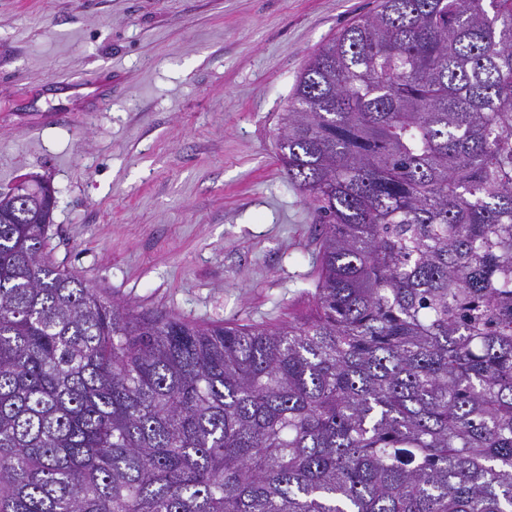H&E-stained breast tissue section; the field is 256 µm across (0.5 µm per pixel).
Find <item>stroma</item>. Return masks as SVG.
Wrapping results in <instances>:
<instances>
[{
  "mask_svg": "<svg viewBox=\"0 0 512 512\" xmlns=\"http://www.w3.org/2000/svg\"><path fill=\"white\" fill-rule=\"evenodd\" d=\"M375 6L0 0V192L49 182L48 258L114 301L200 324L309 313L320 226L277 159L280 118Z\"/></svg>",
  "mask_w": 512,
  "mask_h": 512,
  "instance_id": "stroma-1",
  "label": "stroma"
}]
</instances>
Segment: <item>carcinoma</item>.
I'll return each mask as SVG.
<instances>
[{
    "label": "carcinoma",
    "instance_id": "carcinoma-1",
    "mask_svg": "<svg viewBox=\"0 0 512 512\" xmlns=\"http://www.w3.org/2000/svg\"><path fill=\"white\" fill-rule=\"evenodd\" d=\"M278 150L321 233L274 325L117 303L0 193V512H512V0H378Z\"/></svg>",
    "mask_w": 512,
    "mask_h": 512
}]
</instances>
